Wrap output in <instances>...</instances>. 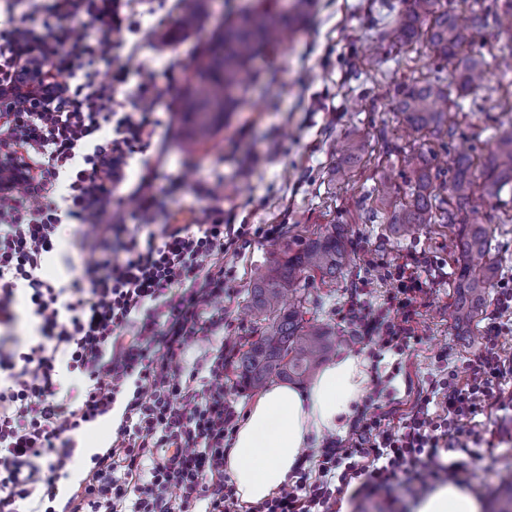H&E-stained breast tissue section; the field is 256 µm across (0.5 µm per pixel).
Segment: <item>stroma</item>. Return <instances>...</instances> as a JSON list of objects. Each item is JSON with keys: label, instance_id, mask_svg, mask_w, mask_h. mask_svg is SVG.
Wrapping results in <instances>:
<instances>
[{"label": "stroma", "instance_id": "obj_1", "mask_svg": "<svg viewBox=\"0 0 512 512\" xmlns=\"http://www.w3.org/2000/svg\"><path fill=\"white\" fill-rule=\"evenodd\" d=\"M243 0H211L209 14L187 37L170 40L175 27L176 0H132L130 9L141 22L137 33L118 35L116 65L127 80L114 91L116 101L133 111L140 70L156 75L157 99L166 125L154 137L156 146L137 157L134 168H147L155 183L178 181L181 191L171 202L179 222L203 221L209 207L220 205L225 221L234 224H280L278 238L260 240L237 258L239 281L233 302L224 309V328L210 342L196 343L188 363L210 355L213 346H240L251 341L252 323L241 311L253 276L270 262L283 259L290 248L324 231L344 225L351 261L336 284L320 278L305 280L308 316L335 327L348 337L340 353L371 359L380 343L358 337L357 325L339 315L358 283L366 277L365 261L376 253L387 261L423 253L444 269L427 296L418 326L419 339L406 351L403 369L394 382L393 398L407 401L410 387L427 381L438 353L452 365L479 362L482 342L458 335L449 319L454 303L455 273L460 264L448 247L453 235L446 224H425L413 235L395 234L376 197L383 174H392L401 197H408V159L425 160L435 171H448L460 149L484 160L500 130L512 125L498 89V54L502 45L496 23L473 32L475 49L489 62L481 88L449 105L455 135L447 148L435 138L407 129L391 110L392 80H421L433 65L422 43L401 52H378V36L409 8V0H315L306 23L287 43L267 48L250 65L253 81L244 85L242 104L224 128L206 145L187 150L181 136V99L187 93L193 66L225 15ZM52 0H0V19L28 14L35 28L43 24L72 28L82 36L85 21L53 16ZM360 134L367 152L348 181H337L334 146L350 133ZM223 182L220 201L207 191ZM489 227L492 254L500 266L499 281L512 279V185L499 195L480 200ZM102 257L91 243L81 242L67 226L64 243L43 269L44 277L69 281ZM468 446L476 455L449 452V461L463 462L459 482L473 487L485 501L497 494L499 475L512 471V411L483 412L468 424Z\"/></svg>", "mask_w": 512, "mask_h": 512}]
</instances>
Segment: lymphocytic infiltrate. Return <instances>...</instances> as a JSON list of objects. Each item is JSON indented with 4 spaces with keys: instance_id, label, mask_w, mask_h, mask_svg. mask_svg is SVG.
Wrapping results in <instances>:
<instances>
[{
    "instance_id": "f902f5d3",
    "label": "lymphocytic infiltrate",
    "mask_w": 512,
    "mask_h": 512,
    "mask_svg": "<svg viewBox=\"0 0 512 512\" xmlns=\"http://www.w3.org/2000/svg\"><path fill=\"white\" fill-rule=\"evenodd\" d=\"M53 8L86 17L94 38L68 28L36 32L26 15L0 26V88H13L28 68L49 89L48 102L0 110V171L24 166L21 180L0 188V324L16 320L21 302L39 321L37 339L0 355V512H23L28 500L42 512H340L343 498H368L426 472L456 477L459 464H442V453L466 450V419L502 405L501 382L512 374V358L498 350L512 323L506 284L480 364L461 372L437 355V375L405 414L394 419L365 403L348 439L311 449L312 468L297 466L271 497L243 506L224 471V443L237 420L224 400V350L214 348L198 367L184 361L191 344L223 326L224 303L236 293L225 254L275 238L282 227L228 224L220 208L198 224L167 223L165 199L179 183L162 194L150 171L129 172L161 124L148 106L154 80L140 79L133 112L108 109L112 88L97 80L99 65L112 62L115 34L134 27L128 0H53ZM123 184L146 235L125 234L112 210ZM66 224L90 228L104 258L58 286L40 270ZM433 265L422 253L393 264L373 256L342 318L379 337L382 349L403 352L418 338ZM387 279L394 288L370 305L366 294ZM64 370L83 384L77 401L60 396ZM103 418L111 421L107 446L76 486L60 492L76 460V434Z\"/></svg>"
}]
</instances>
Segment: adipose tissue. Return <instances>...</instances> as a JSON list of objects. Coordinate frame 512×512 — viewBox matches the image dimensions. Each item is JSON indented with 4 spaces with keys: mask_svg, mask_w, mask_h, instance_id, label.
<instances>
[{
    "mask_svg": "<svg viewBox=\"0 0 512 512\" xmlns=\"http://www.w3.org/2000/svg\"><path fill=\"white\" fill-rule=\"evenodd\" d=\"M368 382L366 362L346 354L326 365L306 391L278 385L261 394L224 455V470L240 500L257 503L280 488L302 448L343 428ZM413 512H483V506L471 487L450 481L419 498Z\"/></svg>",
    "mask_w": 512,
    "mask_h": 512,
    "instance_id": "adipose-tissue-1",
    "label": "adipose tissue"
}]
</instances>
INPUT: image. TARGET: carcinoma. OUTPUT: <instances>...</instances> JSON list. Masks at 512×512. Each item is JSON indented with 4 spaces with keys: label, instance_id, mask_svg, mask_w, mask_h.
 Listing matches in <instances>:
<instances>
[{
    "label": "carcinoma",
    "instance_id": "carcinoma-1",
    "mask_svg": "<svg viewBox=\"0 0 512 512\" xmlns=\"http://www.w3.org/2000/svg\"><path fill=\"white\" fill-rule=\"evenodd\" d=\"M276 0L243 8L215 32L193 70L194 93L185 101L183 138L192 150L205 143L224 127L236 111L241 88L249 75L252 59L267 47L285 42L294 23L307 14L313 0H294L295 14L278 12ZM179 31L192 30L205 16L206 0H179ZM494 15L499 31L512 40V0H493L485 7L472 9L465 23L442 0H412V7L399 15L382 32L386 50L402 47L422 37L439 70L454 73V83L442 77L418 83L403 82L394 88L392 105L413 131H426L437 138L453 135L448 124V102L453 93L464 94L480 87L487 74L484 55L475 50L471 35L486 26ZM365 150V142L346 137L337 148L335 174L347 175ZM412 196L402 202L389 186L378 192L380 208L391 215L400 236L412 233L420 224L445 221L455 224L458 234L454 251L460 256L455 279L456 295L452 310L455 329L473 332L486 303L487 290L499 276V267L490 257V233L475 200L476 191L494 196L512 182V128L503 130L488 151L482 167L470 154L456 156L451 176L435 193L431 170L426 165L414 169L409 177ZM350 263L344 229L332 224L309 238L284 260H277L256 273L247 291L245 311L253 317L258 336L235 360L239 382L259 389L275 381L304 384L318 367L336 351L342 337L325 324L304 318L307 297L302 280L314 274L331 282L344 274ZM505 491L495 512H512V473L501 477Z\"/></svg>",
    "mask_w": 512,
    "mask_h": 512
}]
</instances>
